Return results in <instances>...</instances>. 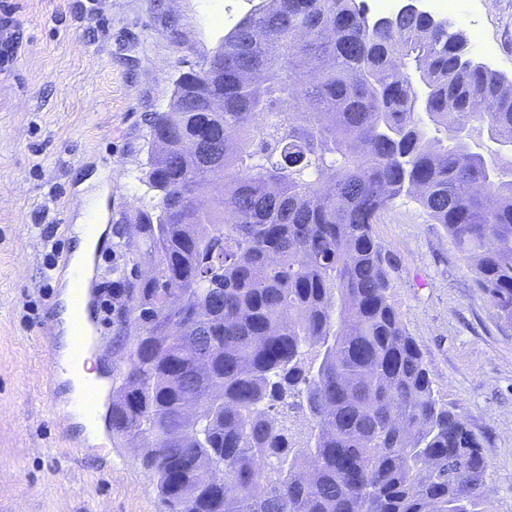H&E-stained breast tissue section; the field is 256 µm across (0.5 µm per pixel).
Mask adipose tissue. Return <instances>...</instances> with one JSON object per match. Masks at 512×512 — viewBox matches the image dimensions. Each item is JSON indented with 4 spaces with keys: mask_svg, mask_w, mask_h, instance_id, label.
Masks as SVG:
<instances>
[{
    "mask_svg": "<svg viewBox=\"0 0 512 512\" xmlns=\"http://www.w3.org/2000/svg\"><path fill=\"white\" fill-rule=\"evenodd\" d=\"M99 209V201H92L88 208V218L80 220L73 227L70 269L85 277L89 276L95 255L109 233L108 225L95 219ZM74 312L75 290L68 285L61 290L58 297L57 316L55 318V328L61 345L59 356L62 361L68 364L62 379L67 384L68 397L74 403L72 409L74 423L82 426L83 433L89 441L98 444L102 441L99 421L87 417L76 405L77 400H80L87 390L97 386L98 379L96 372L91 371L88 363L81 361L74 364L70 361L74 336Z\"/></svg>",
    "mask_w": 512,
    "mask_h": 512,
    "instance_id": "obj_1",
    "label": "adipose tissue"
}]
</instances>
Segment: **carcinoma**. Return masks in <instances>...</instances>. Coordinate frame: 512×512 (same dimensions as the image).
I'll return each instance as SVG.
<instances>
[{"label": "carcinoma", "mask_w": 512, "mask_h": 512, "mask_svg": "<svg viewBox=\"0 0 512 512\" xmlns=\"http://www.w3.org/2000/svg\"><path fill=\"white\" fill-rule=\"evenodd\" d=\"M362 3L263 0L149 118L152 144L202 146L150 152L159 201L128 242L150 270L112 298V435L163 512H487L480 438L389 300L374 224L416 195L512 326V80Z\"/></svg>", "instance_id": "cac0c4a2"}]
</instances>
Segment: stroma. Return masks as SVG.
Returning <instances> with one entry per match:
<instances>
[{
    "label": "stroma",
    "mask_w": 512,
    "mask_h": 512,
    "mask_svg": "<svg viewBox=\"0 0 512 512\" xmlns=\"http://www.w3.org/2000/svg\"><path fill=\"white\" fill-rule=\"evenodd\" d=\"M260 0H11L0 44V512H162L136 449L90 444L50 379L54 317L71 228L90 195L111 234L93 286L131 272L121 217L153 196L147 119L171 104L180 73L206 58ZM467 56L512 79V0H476ZM389 254L390 301L442 403L465 418L487 461V512H512V327L443 225L414 196L375 224Z\"/></svg>",
    "instance_id": "1"
}]
</instances>
